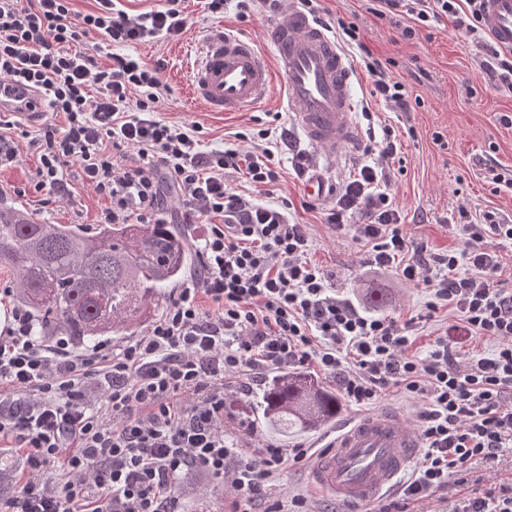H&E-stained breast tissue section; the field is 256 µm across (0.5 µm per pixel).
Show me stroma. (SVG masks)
<instances>
[{
	"label": "stroma",
	"mask_w": 512,
	"mask_h": 512,
	"mask_svg": "<svg viewBox=\"0 0 512 512\" xmlns=\"http://www.w3.org/2000/svg\"><path fill=\"white\" fill-rule=\"evenodd\" d=\"M371 0H319L322 24L337 19L355 23L361 39L373 56L392 59L398 79L405 81L418 106L408 112L394 111L368 94L370 80L363 69H356L352 95L356 102V119L360 127L355 148L342 156L330 158L314 152L315 168L334 185L344 183L364 162L363 151L373 140H381L384 130L395 135L402 159L400 172L391 176L390 192L405 216V230L428 250L443 252L456 243L448 223L451 213L466 207L471 213L494 212L501 220H512V192H492L484 178L481 160L492 156L502 167L512 168V126L504 125L502 116L512 115V94L493 88L488 78L474 65L478 52L474 43L455 31L452 21L431 30L421 31L414 39H402L389 21L376 18L369 10ZM185 11L192 19L188 30L176 40H159L128 47L127 52L147 63L163 61L161 79L166 87L159 108L160 119L171 123L198 124L204 150H221L237 145L240 151L269 148L280 173L275 187L257 188L246 180L245 170L228 171L229 186L254 201L290 205V221L306 225L312 245L309 259L330 278L336 295L346 297L364 313L392 318L409 327L412 350L428 356L440 336H447L456 360L490 356L492 341L465 336L454 331L458 317L442 309L430 320H422L425 288L401 281L394 270H377L371 265L366 248L352 240L350 234L323 224L322 213L328 200H311L303 191L288 154L289 146L305 148L306 143L288 121L283 104L282 83H275L268 99L250 112H208L193 101L188 71L192 60L186 49L199 46L215 27L251 37L264 53L272 47L265 34L275 16L253 11L240 16L235 6H228L224 17L207 18L199 0H185ZM268 130L267 139H257V130ZM248 134V141H235V133ZM38 164L37 156L21 149L16 163L0 168V205L18 210L42 224H80L95 230L108 200L82 183L77 166H70L67 178L70 197L44 202L35 192L31 176ZM382 294L380 304L369 299L370 288ZM271 370H245L230 378L224 390V435L236 448L254 451L269 445L290 448L302 445L319 449L325 446L336 428L362 415L387 408L400 410L410 431H418L417 414L423 410L424 397L408 399L395 389L383 392L376 404L360 407L344 404L334 422L309 431L280 434L269 429L259 418L256 398L271 377ZM183 512H231L234 497L229 485L198 471L178 485ZM306 494L315 512H364L363 508L326 497L311 485L308 467H290L269 485L267 493L281 505H289L295 493Z\"/></svg>",
	"instance_id": "35a3bbf8"
}]
</instances>
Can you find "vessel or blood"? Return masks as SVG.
Wrapping results in <instances>:
<instances>
[{"label":"vessel or blood","instance_id":"obj_1","mask_svg":"<svg viewBox=\"0 0 512 512\" xmlns=\"http://www.w3.org/2000/svg\"><path fill=\"white\" fill-rule=\"evenodd\" d=\"M483 25L496 44L512 50V0H483ZM274 50L266 56L250 38L212 30L192 71L190 92L209 112H244L258 107L281 77L292 124L306 141L339 155L354 147L359 129L350 88L354 73L332 35L300 6L288 9L267 31ZM30 95L0 86V112L30 123L44 115L27 108ZM420 446L394 409L341 426L326 452L310 467L319 492L349 503H369L388 491Z\"/></svg>","mask_w":512,"mask_h":512}]
</instances>
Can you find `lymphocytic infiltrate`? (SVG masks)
I'll list each match as a JSON object with an SVG mask.
<instances>
[{
	"label": "lymphocytic infiltrate",
	"mask_w": 512,
	"mask_h": 512,
	"mask_svg": "<svg viewBox=\"0 0 512 512\" xmlns=\"http://www.w3.org/2000/svg\"><path fill=\"white\" fill-rule=\"evenodd\" d=\"M78 13L71 0H0V85L39 96L45 111L64 115L28 142L38 154L36 192L61 199L78 165L83 183L109 199L104 224H158L161 181L210 227L200 244L197 287L174 295L147 332L113 352L108 341L75 350L64 336L46 343L31 311L16 307L0 328V443L22 449L27 478L0 512H182L176 483L190 472L231 477L235 512H280L264 487L285 468L305 465L303 446H271L247 454L224 437V382L242 368L313 363L338 378L352 404H374L389 387L423 395L422 460L404 486L418 504L466 484L469 465L512 453V289L500 280L502 258L487 238L512 242V224L459 209L457 247L428 252L410 237L388 186L398 155L391 137L372 146L342 185L324 221L368 247L376 267L395 269L427 288L428 311L448 307L468 335L489 337V357L458 365L447 344L429 357L410 354L396 321L361 312L330 293L329 278L307 260L306 225L287 208L254 202L224 180L246 169L252 183L274 185L270 150H203L198 128L158 118L164 91L160 64L125 54L124 46L176 39L190 20L182 0L128 12L118 0H96ZM373 14L402 19L404 39L453 20L480 47L475 63L496 89L512 93V50L498 48L482 21L481 0H374ZM96 35L93 52L79 42ZM112 65L101 68L100 53ZM371 97L397 111L412 108L391 60L362 52ZM206 295L213 313L198 301ZM100 394L90 400L88 386ZM59 464L55 477L45 469ZM452 512H512V482L465 492Z\"/></svg>",
	"instance_id": "f902f5d3"
}]
</instances>
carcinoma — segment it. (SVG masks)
<instances>
[{"label":"carcinoma","mask_w":512,"mask_h":512,"mask_svg":"<svg viewBox=\"0 0 512 512\" xmlns=\"http://www.w3.org/2000/svg\"><path fill=\"white\" fill-rule=\"evenodd\" d=\"M189 264L185 236L172 224H102L89 234L0 208V268L13 273L14 301L37 317L39 336L76 345L124 336L155 315ZM258 404L283 433L316 429L341 411L336 393L294 371L273 375Z\"/></svg>","instance_id":"obj_1"}]
</instances>
